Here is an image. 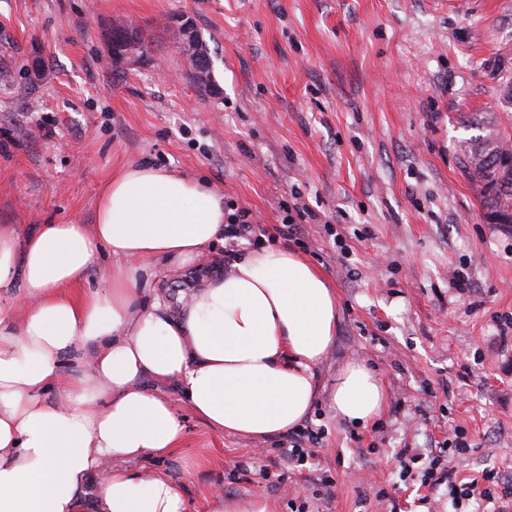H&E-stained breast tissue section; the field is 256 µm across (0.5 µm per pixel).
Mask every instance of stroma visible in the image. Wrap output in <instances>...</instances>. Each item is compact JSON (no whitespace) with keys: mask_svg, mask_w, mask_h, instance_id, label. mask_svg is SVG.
I'll return each mask as SVG.
<instances>
[{"mask_svg":"<svg viewBox=\"0 0 512 512\" xmlns=\"http://www.w3.org/2000/svg\"><path fill=\"white\" fill-rule=\"evenodd\" d=\"M187 20L216 91L181 52ZM118 24L143 36L140 62L109 60ZM510 74L512 0H0V225L95 223L112 174L136 163L203 178L269 227L293 202L312 211L288 246L336 290L305 420L323 439L291 460L286 435L256 443L179 405V447L144 466L189 512L218 491L277 512H449L447 487L424 491L394 455L459 432L457 478L512 487V227L491 223L459 162L483 123L512 135ZM157 269L143 302L179 308L196 277ZM351 361L388 392L364 426L331 401Z\"/></svg>","mask_w":512,"mask_h":512,"instance_id":"obj_1","label":"stroma"}]
</instances>
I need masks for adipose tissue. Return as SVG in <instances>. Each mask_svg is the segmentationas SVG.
<instances>
[{"label": "adipose tissue", "instance_id": "1", "mask_svg": "<svg viewBox=\"0 0 512 512\" xmlns=\"http://www.w3.org/2000/svg\"><path fill=\"white\" fill-rule=\"evenodd\" d=\"M223 238L221 196L146 164L112 176L93 225L42 224L23 238L0 226V294L25 290L22 316L0 309V512H88L92 478L98 512H187L179 484L137 467L183 436L147 377L229 435L264 441L305 419L336 335L335 292L287 247L223 267L208 255ZM104 250V286L72 295ZM163 260L200 274L176 316L140 302L143 274ZM79 343L93 350L82 375L65 361ZM386 400L364 363L339 370L332 402L344 420L368 423Z\"/></svg>", "mask_w": 512, "mask_h": 512}]
</instances>
